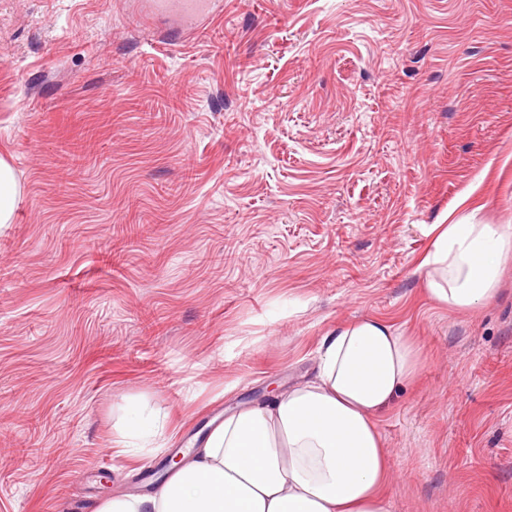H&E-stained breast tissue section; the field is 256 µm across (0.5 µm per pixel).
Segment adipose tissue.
Here are the masks:
<instances>
[{"label":"adipose tissue","mask_w":512,"mask_h":512,"mask_svg":"<svg viewBox=\"0 0 512 512\" xmlns=\"http://www.w3.org/2000/svg\"><path fill=\"white\" fill-rule=\"evenodd\" d=\"M430 230L418 267L430 298L452 311L493 300L512 225L464 218ZM422 367L414 338L388 322L337 324L320 341L312 380L226 414L157 492L112 498L97 512H389L378 422Z\"/></svg>","instance_id":"ef3b65f1"}]
</instances>
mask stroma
<instances>
[{"instance_id": "35a3bbf8", "label": "stroma", "mask_w": 512, "mask_h": 512, "mask_svg": "<svg viewBox=\"0 0 512 512\" xmlns=\"http://www.w3.org/2000/svg\"><path fill=\"white\" fill-rule=\"evenodd\" d=\"M139 13L0 0V512L158 491L363 316L424 358L379 420L390 512H512V261L467 313L417 272L430 225H512V0H223L197 34ZM161 82L178 109L151 128ZM140 408L166 427L128 451ZM18 201L16 180L11 167L0 160V224H8Z\"/></svg>"}]
</instances>
